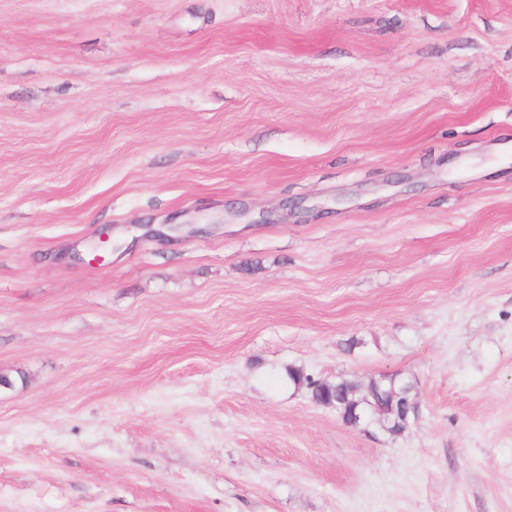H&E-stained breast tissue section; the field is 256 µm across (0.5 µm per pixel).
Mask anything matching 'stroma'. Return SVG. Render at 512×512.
I'll list each match as a JSON object with an SVG mask.
<instances>
[{"instance_id":"35a3bbf8","label":"stroma","mask_w":512,"mask_h":512,"mask_svg":"<svg viewBox=\"0 0 512 512\" xmlns=\"http://www.w3.org/2000/svg\"><path fill=\"white\" fill-rule=\"evenodd\" d=\"M3 374L0 512H512V0H0ZM288 379L292 380L295 383H306L307 388L310 391L311 398H317L319 395L329 393L328 384H331L333 388H341L345 380H353L351 378H338L336 382L323 381V380H315L307 375H304L302 370L299 368H288ZM368 382L372 387H376L375 392L372 396H368L365 401L358 404L356 412L361 414L363 418L370 417L373 413L378 410H390L392 403L388 395V391L391 388L388 380L371 379ZM415 390V386L413 383H408L405 387L406 394L409 395L410 400H406V406L403 407V412L398 417H390L388 415H381L377 419V424L380 429L389 434L392 433L395 429H398L401 424L407 425V419L410 411L414 413V415L418 412V404L416 402L415 396L413 395Z\"/></svg>"}]
</instances>
